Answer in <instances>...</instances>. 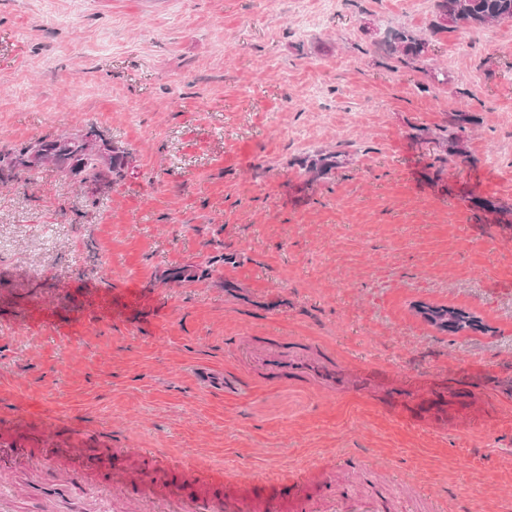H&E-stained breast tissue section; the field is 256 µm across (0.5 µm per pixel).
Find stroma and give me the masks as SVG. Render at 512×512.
Instances as JSON below:
<instances>
[{"instance_id":"obj_1","label":"stroma","mask_w":512,"mask_h":512,"mask_svg":"<svg viewBox=\"0 0 512 512\" xmlns=\"http://www.w3.org/2000/svg\"><path fill=\"white\" fill-rule=\"evenodd\" d=\"M294 11L0 0V147L95 124L134 157L93 207L50 165L0 186V448L144 481L153 472L106 454L112 439L228 471L357 452L376 476L337 481L380 491L388 512H411L413 488L447 512H512V222L468 200L512 213V21L435 34V0H337L303 37ZM401 27L427 40V71L379 48ZM459 112L476 123L451 159ZM328 150L340 167L309 180L300 158ZM38 224L56 225L53 249ZM206 264L195 283L159 278ZM127 289L151 306L101 321L95 294ZM420 302L489 330L439 332ZM240 336L317 340L371 372L352 391L258 390L234 371ZM421 373L434 385L417 414L478 412L488 427L429 433L391 416L404 375Z\"/></svg>"}]
</instances>
